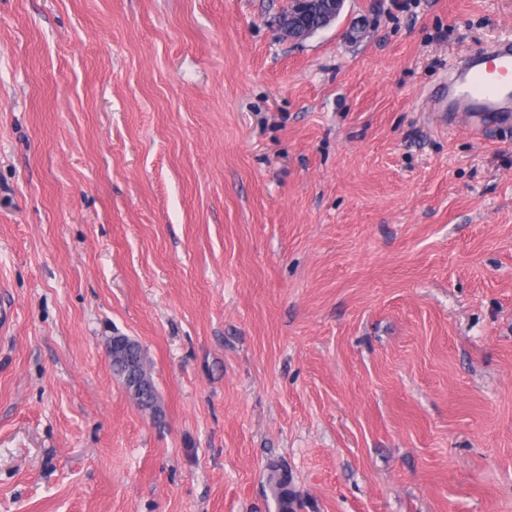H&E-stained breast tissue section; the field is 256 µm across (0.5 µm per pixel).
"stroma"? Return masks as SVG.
I'll list each match as a JSON object with an SVG mask.
<instances>
[{"instance_id": "1", "label": "stroma", "mask_w": 512, "mask_h": 512, "mask_svg": "<svg viewBox=\"0 0 512 512\" xmlns=\"http://www.w3.org/2000/svg\"><path fill=\"white\" fill-rule=\"evenodd\" d=\"M286 3L0 0V512H512V0ZM345 0H289L287 10L280 19L285 37L300 40L310 35L312 20L319 18L321 28L336 21L343 9ZM448 112H461L497 125L512 122V39L464 56L448 71L446 92L433 100ZM115 337L123 339V343L116 349L113 360L112 348H108L113 372L142 409L156 410V388L148 372L140 344L128 336Z\"/></svg>"}]
</instances>
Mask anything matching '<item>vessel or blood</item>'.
I'll return each mask as SVG.
<instances>
[{"label":"vessel or blood","mask_w":512,"mask_h":512,"mask_svg":"<svg viewBox=\"0 0 512 512\" xmlns=\"http://www.w3.org/2000/svg\"><path fill=\"white\" fill-rule=\"evenodd\" d=\"M445 109L512 124V39L464 56L448 72Z\"/></svg>","instance_id":"1"}]
</instances>
